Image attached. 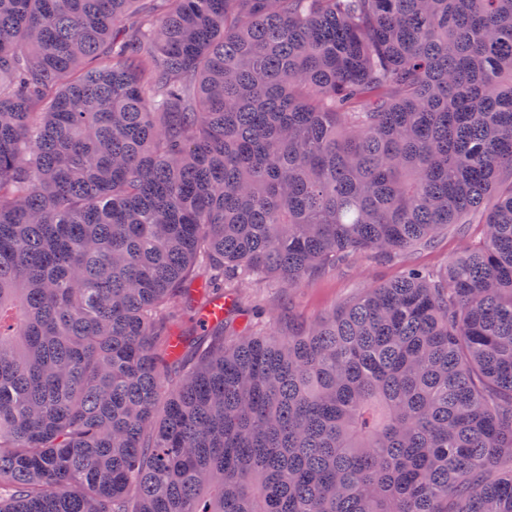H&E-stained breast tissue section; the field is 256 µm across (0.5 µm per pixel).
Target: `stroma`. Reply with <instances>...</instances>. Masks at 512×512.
Here are the masks:
<instances>
[{"mask_svg":"<svg viewBox=\"0 0 512 512\" xmlns=\"http://www.w3.org/2000/svg\"><path fill=\"white\" fill-rule=\"evenodd\" d=\"M483 235V225L465 224L450 228L436 243L414 247L392 261L367 254L355 256L297 288L266 282L232 289L229 296L238 309L230 316L224 334L228 337L243 335L251 321L250 311L257 305L276 318L279 333H287L289 322L309 323L359 297L368 288L393 281L399 276L402 264L446 268L466 246L478 242Z\"/></svg>","mask_w":512,"mask_h":512,"instance_id":"1","label":"stroma"}]
</instances>
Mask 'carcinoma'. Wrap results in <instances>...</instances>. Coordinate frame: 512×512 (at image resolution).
Masks as SVG:
<instances>
[{
    "label": "carcinoma",
    "mask_w": 512,
    "mask_h": 512,
    "mask_svg": "<svg viewBox=\"0 0 512 512\" xmlns=\"http://www.w3.org/2000/svg\"><path fill=\"white\" fill-rule=\"evenodd\" d=\"M0 512H512V0H0ZM484 224H465L448 229L435 244L416 246L398 260H381L371 255H357L325 273L305 281L299 288H282L274 282L247 285L227 290L238 310L230 316L224 329L228 338L241 336L251 322L250 310L261 306L278 322L277 331L288 333V319L306 324L338 306L365 293L377 284L396 279L403 263L435 269L446 268L463 249L483 238ZM229 294V295H228Z\"/></svg>",
    "instance_id": "carcinoma-1"
}]
</instances>
